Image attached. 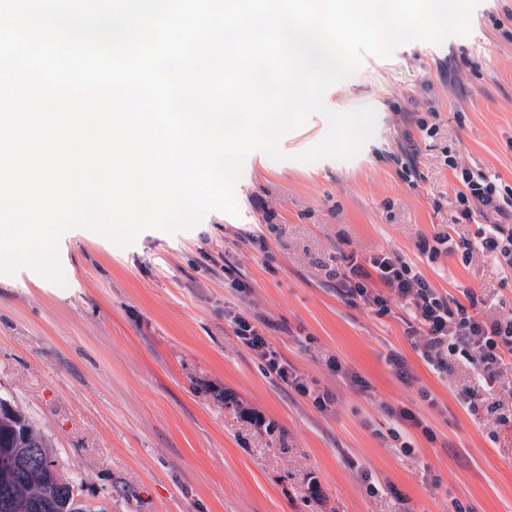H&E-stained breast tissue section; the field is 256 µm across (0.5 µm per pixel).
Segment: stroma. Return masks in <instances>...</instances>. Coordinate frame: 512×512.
<instances>
[{"instance_id":"35a3bbf8","label":"stroma","mask_w":512,"mask_h":512,"mask_svg":"<svg viewBox=\"0 0 512 512\" xmlns=\"http://www.w3.org/2000/svg\"><path fill=\"white\" fill-rule=\"evenodd\" d=\"M468 35L365 58L325 104L369 107L375 132L349 159L301 161L328 129L312 116L251 153L238 216L143 231L126 247L76 228L58 243L65 286L0 276V398L51 444L82 497L108 512H512V363L495 382L465 361L436 371L396 292L388 311L339 288L343 257L396 252L449 299L512 312V272L418 245L459 222L456 172L512 187V0H482ZM262 235L266 252L251 245ZM328 394L288 388L234 333ZM397 354L408 375L388 362ZM483 402L468 411L467 392ZM408 408L430 429L399 421ZM235 326L236 336L259 355L266 362L269 371L275 373L284 384L293 388L301 396L312 398L317 405L323 406L326 403L327 395L314 394L308 385L290 369L288 363L281 361L275 352L267 348L260 330L248 318L237 317Z\"/></svg>"}]
</instances>
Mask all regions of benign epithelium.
<instances>
[{
    "mask_svg": "<svg viewBox=\"0 0 512 512\" xmlns=\"http://www.w3.org/2000/svg\"><path fill=\"white\" fill-rule=\"evenodd\" d=\"M10 419L24 425V431L34 448L31 450L25 448L0 450V476L8 477L15 468L23 463L26 453L30 452L33 457L38 459L42 473L48 475L49 480L59 489L65 500L60 502L47 494L39 500L33 501L28 497L26 490L21 488L12 499L0 504V512H31L33 509L38 512H56L58 509H62L64 512H94V508L80 497L78 487L71 477L62 472L55 463L50 449L44 447L46 438L43 433L33 429L16 408L2 399L0 400V421Z\"/></svg>",
    "mask_w": 512,
    "mask_h": 512,
    "instance_id": "7a95c632",
    "label": "benign epithelium"
}]
</instances>
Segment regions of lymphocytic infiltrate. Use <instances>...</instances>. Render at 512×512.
Returning <instances> with one entry per match:
<instances>
[{"label":"lymphocytic infiltrate","instance_id":"lymphocytic-infiltrate-1","mask_svg":"<svg viewBox=\"0 0 512 512\" xmlns=\"http://www.w3.org/2000/svg\"><path fill=\"white\" fill-rule=\"evenodd\" d=\"M459 179L463 185L457 195L461 219L485 221L476 247L512 269V194L500 192L497 176L479 169L461 170ZM339 284L350 298L375 307L380 314L387 310L382 288L405 299L426 338L423 358L433 368H443L442 356L447 353L470 363L483 379L492 380L506 358H512V314L493 318L462 303H450L400 254L382 253L363 261L346 257ZM235 333L284 384L301 396L312 397L317 405L326 403V396L312 394L288 363L267 348L260 330L248 318H236Z\"/></svg>","mask_w":512,"mask_h":512}]
</instances>
